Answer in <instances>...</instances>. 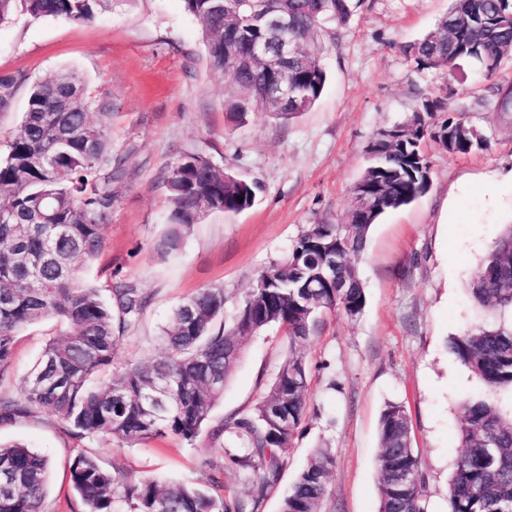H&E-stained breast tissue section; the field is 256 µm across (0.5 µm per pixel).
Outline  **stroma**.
Here are the masks:
<instances>
[{
	"label": "stroma",
	"mask_w": 512,
	"mask_h": 512,
	"mask_svg": "<svg viewBox=\"0 0 512 512\" xmlns=\"http://www.w3.org/2000/svg\"><path fill=\"white\" fill-rule=\"evenodd\" d=\"M448 7L449 0H363L323 55L328 82L315 106L288 123L258 112L241 128L224 112L231 81L212 74L201 25L182 0H138L133 8L81 24L18 16L0 26V75L25 79L10 109L0 112V156L20 127L29 84L60 69L78 70L92 96L112 104V154L125 175L112 184L105 248L79 267L100 291L126 281L151 298L138 329L116 349L118 366L162 355L161 330L183 298L223 288L224 313L232 315L258 273L286 255L303 230L341 223L368 164L371 138L403 121L422 93L447 90L487 136L486 149L464 156L429 142L428 191L372 227L358 264L365 310L354 320L321 315L306 345L312 369L307 418L285 449L281 481L260 512H280L319 447L334 458L323 512H378L379 417L389 402L402 403L410 416L429 512H445L448 479L461 453L458 419L464 404L485 391L449 341L495 321V313L471 298L468 285L512 224V190L504 187L496 200L488 198L489 181L512 170V112L476 105L485 92L476 65H464L459 82L436 70L414 71L399 50L430 30ZM184 152L258 182L261 190L251 208L233 217L209 214L176 251L163 255L157 245L170 229L171 204L162 177ZM461 186L465 196L447 210V198ZM55 333L51 320L18 333L0 393L21 394ZM287 352V338L274 328L245 339L213 421L248 412ZM0 442L22 443L49 458L43 512H83L68 477L81 451L107 469L206 490L209 465L218 459L204 437L192 447L170 436L120 447L108 439L75 440L41 414L0 426Z\"/></svg>",
	"instance_id": "stroma-1"
}]
</instances>
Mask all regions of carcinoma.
<instances>
[{"label": "carcinoma", "instance_id": "obj_1", "mask_svg": "<svg viewBox=\"0 0 512 512\" xmlns=\"http://www.w3.org/2000/svg\"><path fill=\"white\" fill-rule=\"evenodd\" d=\"M128 0H0V25L23 14L32 19L90 21ZM202 25V43L213 73L228 77L224 99L228 120L243 125L255 112L287 122L309 111L327 82L326 45L347 25L352 0H281L296 56L279 72L252 58V44L271 38L249 14L246 0H183ZM418 72L440 70L455 79L475 63L486 80L512 59V0H450L448 12L419 39L401 46ZM281 80L300 90L297 101L272 105L266 84ZM18 79L0 75V112L12 102ZM72 89L69 109L50 112L61 87ZM111 103L91 98L81 74L62 69L28 92L20 131L0 161V375L11 363L22 328L47 319L63 331L51 338L16 398L0 394V424L44 413L77 440L108 438L119 445L175 436L188 446L206 433L223 467L245 475L244 496L215 497L155 477L132 478L103 468L79 453L69 480L84 512H259L280 479V451L292 443L306 417L311 369L299 348L319 316L335 311L355 320L367 298L357 262L374 224L390 209L413 203L431 182L425 143L466 155L488 147L487 137L454 107L448 96L420 97L406 120L376 132L367 146L369 165L354 185V202L340 224H312L288 254L272 261L224 319V289L205 288L173 311L161 334L162 357L116 366L114 351L139 323L150 297L118 282L110 300L84 280L77 260L93 259L105 247L104 228L114 197ZM171 232L158 249H175L208 212L239 213L253 206L259 187L196 153H183L163 177ZM51 202L52 224H30V213ZM336 252L334 279L320 288L323 254ZM472 297L491 310L512 312V226L505 228L469 284ZM276 327L288 336V353L253 409L211 422L226 382L240 357L242 339ZM451 352L485 385L468 401L458 425L463 448L450 479L447 512H512V404L497 391L512 390V322L468 330L449 342ZM379 512H428L426 487L413 448L412 424L404 405L389 402L379 421ZM333 464L316 449L283 498L281 512H321ZM0 512H42L50 465L22 444L0 445Z\"/></svg>", "mask_w": 512, "mask_h": 512}]
</instances>
